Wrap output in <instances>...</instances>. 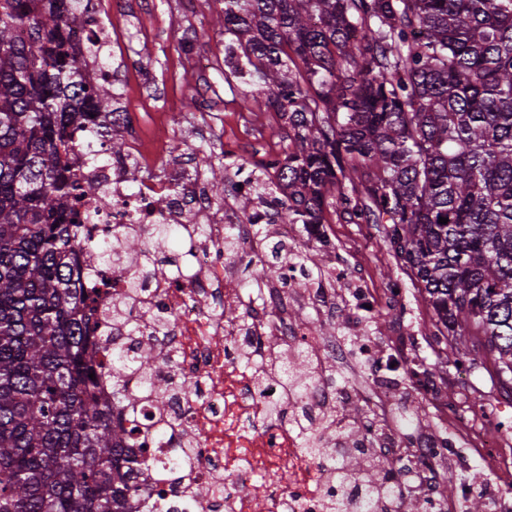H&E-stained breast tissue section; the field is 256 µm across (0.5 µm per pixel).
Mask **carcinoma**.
<instances>
[{"mask_svg": "<svg viewBox=\"0 0 512 512\" xmlns=\"http://www.w3.org/2000/svg\"><path fill=\"white\" fill-rule=\"evenodd\" d=\"M80 0H0V512H167L149 497L140 467L146 443L126 428L148 403L187 399L191 379H162L174 366L155 340L136 354L112 342L103 361L87 321L88 290L76 256L103 259L185 244L182 225H112V242L91 243L77 227L81 202L110 205L70 161L92 143L73 139L79 104L91 91L104 112L118 109L112 86L98 80L101 46H74ZM224 57L230 76L258 79L241 107L263 96L266 111L288 125L293 149L259 165L255 194L237 195L224 172L241 169L224 149L210 169L213 188L231 196L249 220L253 199L271 198L274 224H319L326 204L348 224H381L387 250L420 284L450 336L454 363L492 360L499 390L512 392V0H224ZM292 54H284V49ZM126 126L98 132L113 158L126 155ZM448 219L445 224L439 218ZM268 260L242 267V286L275 280L288 265L278 241ZM112 303V322L138 298L136 272ZM112 374L104 391L89 374ZM302 396L316 382L307 353L283 351L268 373ZM140 381L129 390L127 376ZM145 432L165 438L174 464L191 465L172 420ZM305 448L322 458L336 434V412L302 427ZM377 482L393 464L359 452L347 466ZM345 475L328 480L334 512Z\"/></svg>", "mask_w": 512, "mask_h": 512, "instance_id": "carcinoma-1", "label": "carcinoma"}]
</instances>
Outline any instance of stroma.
I'll return each mask as SVG.
<instances>
[{
    "label": "stroma",
    "instance_id": "stroma-1",
    "mask_svg": "<svg viewBox=\"0 0 512 512\" xmlns=\"http://www.w3.org/2000/svg\"><path fill=\"white\" fill-rule=\"evenodd\" d=\"M98 3L101 21L118 35L115 47L104 48L103 60L125 86L119 104L130 113L129 137L150 140L158 121H166L181 145L178 163L189 171L210 165L200 151L210 141L208 134L191 128L194 113L203 110L220 118L225 135L237 137L235 154L243 173H250L268 154L287 153L288 129L266 111L263 99L252 100L251 110H242L243 83L224 80V61L218 56L225 42L224 26L217 21L219 0H132L120 13L113 12L110 0ZM323 217L327 244L300 231L286 240L288 248L307 254L320 267L321 282L334 302L327 311L302 306V317L320 322L325 340L333 345L355 350L368 340L378 354L398 351L405 363L427 369L440 393L429 397L418 392L401 373L390 380L371 377L361 364H337L342 385L359 382L385 406L380 427L400 432L397 456H413L417 441L435 440L453 451L437 464L443 481L458 486L483 480L494 512H512V409L502 421L500 467L489 470L479 451L490 426L488 417L505 393L493 387L486 369L467 362L452 365L446 337L434 332L431 307L388 256L382 225L346 223L329 206ZM339 263L344 272L338 276L334 268ZM357 277L375 289L390 279L401 281L402 293L384 311L362 314L358 323H350V283Z\"/></svg>",
    "mask_w": 512,
    "mask_h": 512
}]
</instances>
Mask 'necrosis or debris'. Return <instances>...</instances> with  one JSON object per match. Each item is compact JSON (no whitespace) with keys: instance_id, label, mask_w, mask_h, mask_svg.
<instances>
[{"instance_id":"4bbe7bcc","label":"necrosis or debris","mask_w":512,"mask_h":512,"mask_svg":"<svg viewBox=\"0 0 512 512\" xmlns=\"http://www.w3.org/2000/svg\"><path fill=\"white\" fill-rule=\"evenodd\" d=\"M160 139L149 146L138 140L129 143V157L85 166L83 154H76L75 167L84 168L89 181L107 189L112 197L108 208L98 210L93 222L80 225L82 239L108 240L116 224H206V246L194 247L188 262L180 267L154 263L140 283L141 300L127 307L125 319L146 323L149 314L170 318L163 351L177 359L175 376L198 382L197 397L186 404L170 400L167 413L182 424L187 439L198 452L197 466L184 476L173 500L179 512H280L282 503L296 499L300 512H322L321 501L310 490L322 461L306 454L287 421L265 415L267 404L280 401V388L260 390L243 377L234 361L241 339H248L255 351L277 340L303 347L318 372H325V360L335 349L292 316L290 298L297 295L299 271L289 272L261 299L246 300L237 288L243 255L262 252L254 241L250 222L234 210L212 218L214 208L209 188L195 179L190 191L172 194L165 215L150 212L146 204L162 193L160 183L138 180L129 188L124 171L146 170L156 160ZM236 225L247 244L246 252L224 248L225 225ZM81 282L94 289L96 310L111 308L112 300L125 286L123 273L113 269L93 252L80 255ZM241 307L248 313L244 326L225 324L222 310Z\"/></svg>"}]
</instances>
